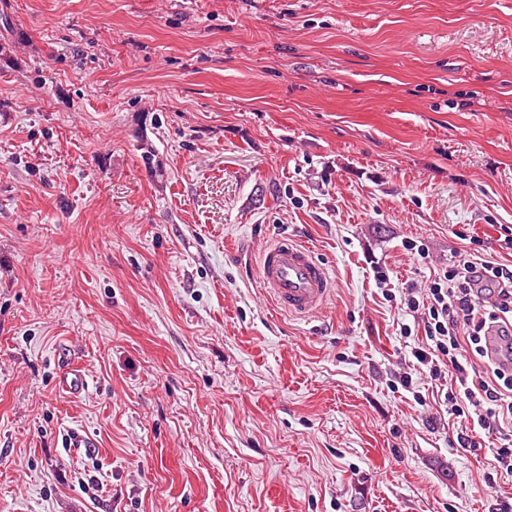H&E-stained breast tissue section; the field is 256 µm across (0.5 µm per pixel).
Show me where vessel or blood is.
I'll return each mask as SVG.
<instances>
[{"instance_id":"vessel-or-blood-1","label":"vessel or blood","mask_w":512,"mask_h":512,"mask_svg":"<svg viewBox=\"0 0 512 512\" xmlns=\"http://www.w3.org/2000/svg\"><path fill=\"white\" fill-rule=\"evenodd\" d=\"M258 279L277 309L300 318L322 310L334 288L329 267L290 236L261 252Z\"/></svg>"}]
</instances>
